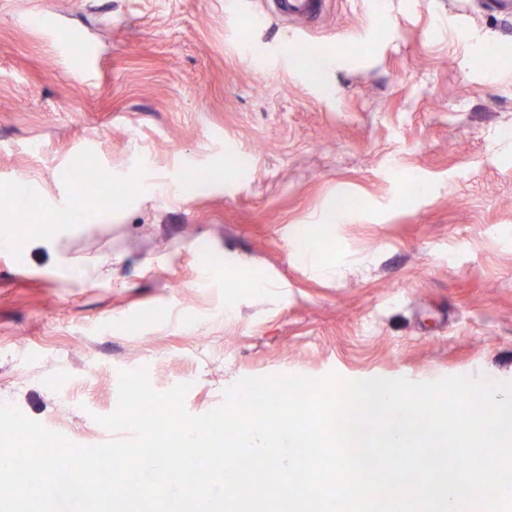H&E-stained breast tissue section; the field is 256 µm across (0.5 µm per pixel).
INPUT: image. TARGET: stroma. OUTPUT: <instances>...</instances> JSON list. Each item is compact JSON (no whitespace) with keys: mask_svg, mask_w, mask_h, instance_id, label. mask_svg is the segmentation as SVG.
Returning a JSON list of instances; mask_svg holds the SVG:
<instances>
[{"mask_svg":"<svg viewBox=\"0 0 512 512\" xmlns=\"http://www.w3.org/2000/svg\"><path fill=\"white\" fill-rule=\"evenodd\" d=\"M477 36L512 53V9L335 0L305 37L318 78L228 0H0V197L28 183L55 218L86 162L130 187L57 247L0 249V405L91 446L141 367L194 415L252 376L512 380V69L474 63ZM191 171L215 177L176 193Z\"/></svg>","mask_w":512,"mask_h":512,"instance_id":"35a3bbf8","label":"stroma"}]
</instances>
